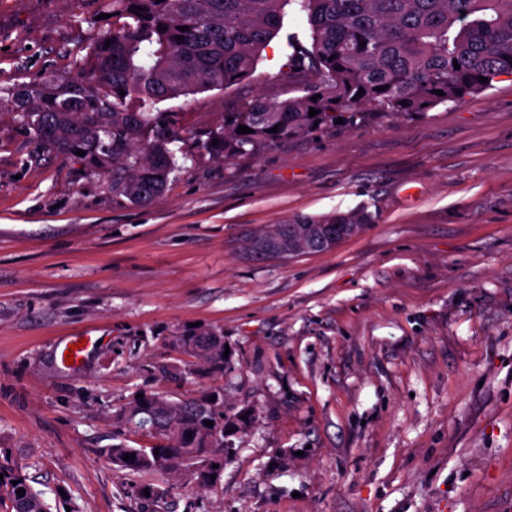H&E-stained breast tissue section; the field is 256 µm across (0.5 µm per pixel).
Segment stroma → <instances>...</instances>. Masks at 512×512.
<instances>
[{"mask_svg": "<svg viewBox=\"0 0 512 512\" xmlns=\"http://www.w3.org/2000/svg\"><path fill=\"white\" fill-rule=\"evenodd\" d=\"M102 0H0V86L75 74ZM294 5L252 76L159 104L185 153L144 206L36 152L0 107V448L51 512H512V76L411 116L326 125L252 154L202 147L288 97ZM377 215L328 252L253 255L296 216ZM222 334L223 373L171 352ZM93 343L65 364L66 337ZM172 363L163 377L150 363ZM248 409L216 487L112 464L138 390Z\"/></svg>", "mask_w": 512, "mask_h": 512, "instance_id": "1", "label": "stroma"}]
</instances>
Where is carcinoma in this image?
<instances>
[{
	"label": "carcinoma",
	"mask_w": 512,
	"mask_h": 512,
	"mask_svg": "<svg viewBox=\"0 0 512 512\" xmlns=\"http://www.w3.org/2000/svg\"><path fill=\"white\" fill-rule=\"evenodd\" d=\"M288 0H104L112 30L88 44L73 77L49 76L0 87L36 147L80 158L85 170L110 172L112 195L135 205L159 196L177 168L172 145L182 135L156 105L202 90L224 89L251 76L258 55L278 32ZM305 13L310 40L290 42L288 84L293 96L271 102L256 96L224 113V130L204 148L219 158L243 154L325 125L375 113H422L441 103L476 97L499 76L512 75V0H294ZM189 30L181 31L179 27ZM182 40H177V37ZM460 68H454V64ZM485 77L480 82L478 78ZM388 86L384 91L379 86ZM364 94L359 96V89ZM443 91V95L436 91ZM317 101H311L315 95ZM407 105H402V102ZM318 114L309 116V108ZM252 129L237 133L238 126ZM278 127V132L269 129ZM218 145H212V140ZM377 214L361 206L302 217L254 235L248 249L286 259L331 250L321 240L351 237ZM309 230L313 241L283 248ZM169 347L195 356L212 373L224 372V337L209 332L173 336ZM243 412L224 411V394L210 387L173 400L164 391L128 399L115 418L128 433L165 440L155 447L125 443L104 448L112 463L133 472L186 477L199 488L217 485L229 429H244ZM213 426L208 427L205 421ZM134 459H125L127 454ZM0 507L5 512H50L25 466L0 448ZM25 490L18 494L16 490Z\"/></svg>",
	"instance_id": "obj_1"
}]
</instances>
